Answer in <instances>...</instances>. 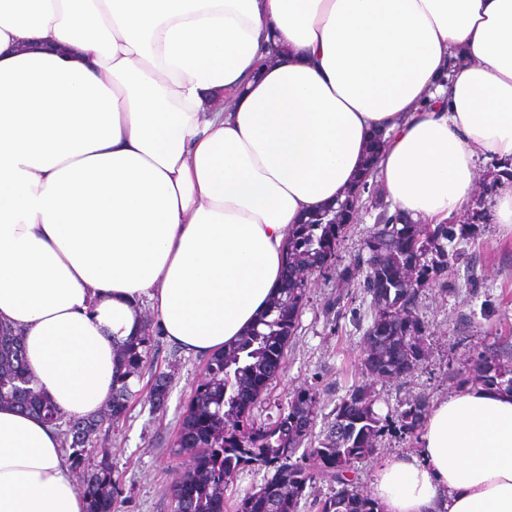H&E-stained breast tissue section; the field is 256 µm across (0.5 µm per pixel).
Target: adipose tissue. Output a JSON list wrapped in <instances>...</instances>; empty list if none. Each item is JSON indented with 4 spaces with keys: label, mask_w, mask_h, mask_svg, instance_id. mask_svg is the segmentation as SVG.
Segmentation results:
<instances>
[{
    "label": "adipose tissue",
    "mask_w": 512,
    "mask_h": 512,
    "mask_svg": "<svg viewBox=\"0 0 512 512\" xmlns=\"http://www.w3.org/2000/svg\"><path fill=\"white\" fill-rule=\"evenodd\" d=\"M377 132L393 210L462 213L479 157H512V0H0V326L36 385L98 412L147 318L229 348ZM369 492L512 512V395L436 398ZM85 510L57 430L1 404L0 512Z\"/></svg>",
    "instance_id": "ef3b65f1"
}]
</instances>
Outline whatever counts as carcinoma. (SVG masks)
I'll return each mask as SVG.
<instances>
[{"instance_id":"cac0c4a2","label":"carcinoma","mask_w":512,"mask_h":512,"mask_svg":"<svg viewBox=\"0 0 512 512\" xmlns=\"http://www.w3.org/2000/svg\"><path fill=\"white\" fill-rule=\"evenodd\" d=\"M493 168L488 195L502 180H512L511 164L496 162ZM373 174V168H366V179L344 200L308 214L288 232L287 262L319 272L330 268L354 208L366 202L377 211L361 253L337 279L348 288L363 276L362 287L375 310L364 333V371L370 378L386 381L407 376L425 358L419 341L426 337L428 325L415 309L418 288L442 282L449 262L448 244L472 236L487 214L485 199L480 198L459 223L410 224L401 214L389 213L378 189H369L368 178ZM307 291L302 282L286 295L278 293L261 315L259 327L207 359L204 377L192 389L173 443L188 462L171 482L172 512H225L228 480L247 468H264L272 475L258 491L236 499L234 512H298L318 473L336 487L314 501L316 512H379L376 501L347 473L354 463L373 456L386 434L417 433L428 412L426 399L415 398L406 408L383 416L375 410L378 396L373 386L356 387L336 405L334 420L316 448L312 447L317 402L313 388L294 391L287 408L271 423L258 425L251 418L252 407L281 371L284 349ZM157 347L148 324L139 335L118 343L112 392L103 410L66 419L63 448L72 470L83 475L79 491L86 500V512H115L119 480L108 458L89 464L93 438L104 425L115 427L125 420L131 402L141 394L133 389V381L141 380ZM470 363L472 370L457 375L458 386L480 384L512 393V355L476 350ZM170 385L171 375L166 372L151 377L148 402L153 410L166 407ZM1 403L54 426L63 419L29 374L20 338L4 327L0 328Z\"/></svg>"}]
</instances>
